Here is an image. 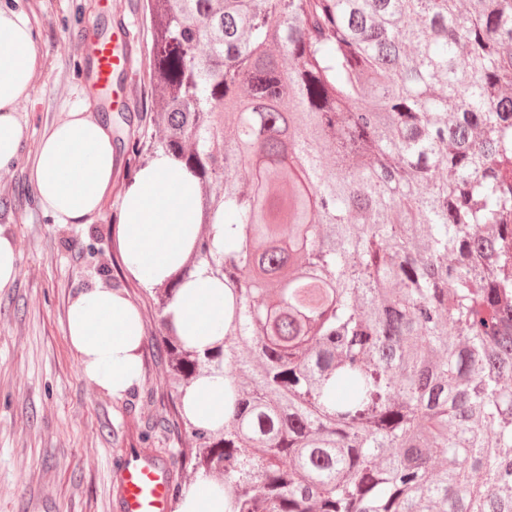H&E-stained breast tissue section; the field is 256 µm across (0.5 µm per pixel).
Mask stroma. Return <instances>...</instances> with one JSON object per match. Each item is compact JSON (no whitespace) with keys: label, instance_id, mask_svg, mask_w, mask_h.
<instances>
[{"label":"stroma","instance_id":"35a3bbf8","mask_svg":"<svg viewBox=\"0 0 512 512\" xmlns=\"http://www.w3.org/2000/svg\"><path fill=\"white\" fill-rule=\"evenodd\" d=\"M0 0L25 11L39 60L31 94L17 116L28 127L21 158L0 177V233L18 254L15 281L0 288V512H111L110 461L129 444L174 456L182 449L170 424L163 356L149 291L126 270L117 244L122 198L144 161L134 145L153 126L147 87L138 83L134 112H109L121 165L111 194L84 224H57L46 215L29 179L44 133L67 117L69 104L87 97L85 65L73 50L77 31L112 34L105 0ZM110 284L138 309L148 341L140 381L111 396L81 371L67 337L71 303L87 288Z\"/></svg>","mask_w":512,"mask_h":512}]
</instances>
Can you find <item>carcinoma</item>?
<instances>
[{
  "label": "carcinoma",
  "mask_w": 512,
  "mask_h": 512,
  "mask_svg": "<svg viewBox=\"0 0 512 512\" xmlns=\"http://www.w3.org/2000/svg\"><path fill=\"white\" fill-rule=\"evenodd\" d=\"M145 10L151 149L198 184L152 296L192 471L225 512H512V0ZM197 260L204 351L166 313ZM224 402V377L216 375L207 379L200 392H190L187 403L191 407L193 421L212 422L221 413Z\"/></svg>",
  "instance_id": "cac0c4a2"
}]
</instances>
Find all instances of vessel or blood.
<instances>
[{"label": "vessel or blood", "instance_id": "obj_1", "mask_svg": "<svg viewBox=\"0 0 512 512\" xmlns=\"http://www.w3.org/2000/svg\"><path fill=\"white\" fill-rule=\"evenodd\" d=\"M112 41L97 33L80 35L82 56L90 66L94 86H122L133 69L134 36L124 20ZM114 512H171L176 476L167 457L149 448L125 449L109 470Z\"/></svg>", "mask_w": 512, "mask_h": 512}]
</instances>
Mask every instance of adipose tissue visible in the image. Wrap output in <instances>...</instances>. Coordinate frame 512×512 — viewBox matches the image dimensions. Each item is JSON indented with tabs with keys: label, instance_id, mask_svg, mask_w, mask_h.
<instances>
[{
	"label": "adipose tissue",
	"instance_id": "1",
	"mask_svg": "<svg viewBox=\"0 0 512 512\" xmlns=\"http://www.w3.org/2000/svg\"><path fill=\"white\" fill-rule=\"evenodd\" d=\"M37 59L34 31L21 11L0 8V169L16 165L26 128L15 113L28 97ZM119 163L112 127L90 115L83 100L44 134L31 173L37 199L57 224H83L97 213ZM196 181L160 153L140 169L122 201L119 248L127 271L145 286L164 281L184 261L199 234L192 201ZM166 223H159V216ZM169 312L198 350L212 345L224 313V286L205 265L195 266ZM67 334L87 379L115 396L140 376L144 328L121 292L99 285L70 305Z\"/></svg>",
	"mask_w": 512,
	"mask_h": 512
}]
</instances>
